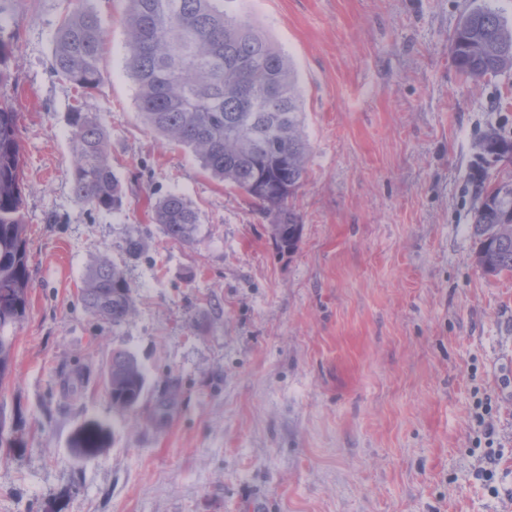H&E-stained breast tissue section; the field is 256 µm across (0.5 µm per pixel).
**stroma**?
Masks as SVG:
<instances>
[{
	"label": "stroma",
	"instance_id": "stroma-1",
	"mask_svg": "<svg viewBox=\"0 0 512 512\" xmlns=\"http://www.w3.org/2000/svg\"><path fill=\"white\" fill-rule=\"evenodd\" d=\"M93 7L109 29L103 79L84 111L109 136L126 188L118 212L74 196L72 86L50 69L61 18ZM512 0H226L291 55L309 175L293 201L298 249L271 218L141 119L125 68L124 0H0L19 114L24 222L34 287L16 332L0 416L24 447L0 452V512H512V273L485 275L469 226L488 131L512 138V69L472 84L450 37ZM200 217L188 247L150 221L166 194ZM138 231L136 259L126 239ZM123 264L137 311L112 329L81 286L101 256ZM148 373L164 418L123 420L104 379L113 349ZM487 423L501 448L498 496L474 473ZM86 418L112 426L90 460L70 449Z\"/></svg>",
	"mask_w": 512,
	"mask_h": 512
}]
</instances>
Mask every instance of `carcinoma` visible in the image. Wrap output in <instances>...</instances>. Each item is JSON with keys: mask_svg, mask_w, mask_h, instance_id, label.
<instances>
[{"mask_svg": "<svg viewBox=\"0 0 512 512\" xmlns=\"http://www.w3.org/2000/svg\"><path fill=\"white\" fill-rule=\"evenodd\" d=\"M125 67L136 87L143 122L169 142L190 149L213 176L258 202L274 217L278 248L293 253L302 224L292 200L308 178L309 144L293 59L253 22L224 9V0H126ZM106 23L81 6L59 23L51 69L85 94L102 81L100 60ZM11 35L0 25V84L9 79ZM452 59L468 80L479 82L512 67V26L496 10L465 13L452 36ZM71 188L92 209L115 212L124 189L112 170L108 135L77 105L70 113ZM478 157L512 158V143L489 133L474 143ZM23 155L17 113L0 102V383L12 373L14 333L26 319L33 277L22 207ZM470 229L479 240L477 263L485 272H512V181L481 180ZM152 220L170 239L197 242L200 218L179 194L152 207ZM84 309L118 328L135 312L133 287L124 266L106 257L88 270L81 288ZM105 390L112 408L134 420L148 408L146 372L129 350L112 352ZM111 442L110 427L86 418L74 429L70 448L91 459ZM23 445L21 428L0 418V445Z\"/></svg>", "mask_w": 512, "mask_h": 512, "instance_id": "obj_1", "label": "carcinoma"}]
</instances>
